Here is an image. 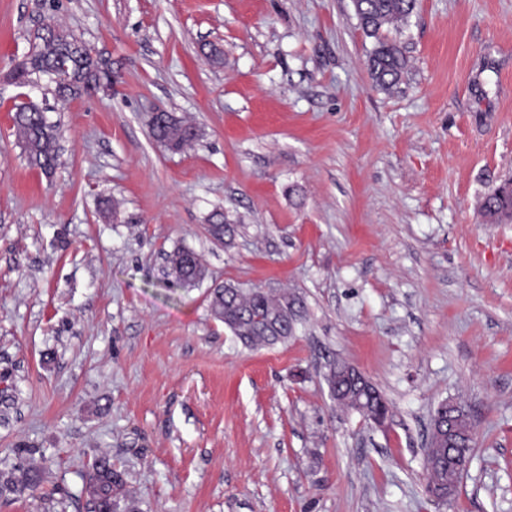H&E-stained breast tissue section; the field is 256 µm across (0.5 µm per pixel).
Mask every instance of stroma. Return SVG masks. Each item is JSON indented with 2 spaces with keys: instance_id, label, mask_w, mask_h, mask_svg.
Here are the masks:
<instances>
[{
  "instance_id": "35a3bbf8",
  "label": "stroma",
  "mask_w": 512,
  "mask_h": 512,
  "mask_svg": "<svg viewBox=\"0 0 512 512\" xmlns=\"http://www.w3.org/2000/svg\"><path fill=\"white\" fill-rule=\"evenodd\" d=\"M49 24L111 61V89L13 79ZM399 40L386 92L352 0H0V480L41 477L0 512H95L102 458L138 512H512V223L481 214L512 176V0H418ZM28 101L59 125L49 175L14 133ZM158 110L193 148L155 142ZM225 283L307 316L248 348L210 313ZM334 359L385 395L384 427L337 407ZM445 400L476 445L441 503ZM166 111L152 112L150 118L163 123L170 118ZM153 138L165 149L172 152L181 151L186 145L193 142L199 136L198 130L192 124L185 123L175 117L169 124H149ZM167 263L176 282L182 287H193L204 279L205 270L196 253L178 248L167 255ZM443 404L445 409L446 406L448 407V423H440L438 426L434 425L433 431L441 438L447 434L448 441H441L430 434L425 448L427 491L430 493L432 490H437L441 485L449 489L451 473L448 472V469L454 470L456 473L461 472L462 474L468 471L471 458L464 454L449 459L448 469L441 465V462L448 458V454L460 453L469 449L449 448V446L455 445L458 436L469 438L471 443L474 440L473 425L462 431L457 425V420L453 419L458 408L457 403L448 400Z\"/></svg>"
}]
</instances>
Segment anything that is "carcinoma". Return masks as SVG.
<instances>
[{"mask_svg": "<svg viewBox=\"0 0 512 512\" xmlns=\"http://www.w3.org/2000/svg\"><path fill=\"white\" fill-rule=\"evenodd\" d=\"M359 26L374 45L368 58L370 74L382 90L397 86L407 67V60L396 38L390 32L408 22L416 9V0H353ZM103 57L86 45H77L75 37L55 27L39 36V42L29 51L13 71L14 78L32 82L42 77L53 84L55 99L66 101L97 92L112 86V69L102 68ZM18 140L22 143L28 163L48 173L55 169L58 161V139L56 125L49 122L46 109L34 102L22 103L12 116ZM153 138L165 149L181 151L199 136L198 130L176 117L169 124H152ZM481 211L490 224L512 222V190L497 186L482 200ZM167 263L176 282L182 287H193L203 281L205 270L196 253L178 248L167 255ZM210 310L214 318L226 325L245 345L256 347L285 341L293 330L286 329L279 335L269 332L265 317L278 312L291 317L296 324L305 318L303 301L295 296L279 300L271 293L259 288L213 289ZM328 384L345 390L341 405L358 412H379L387 407L386 399L369 407L356 399V393L345 379H327ZM460 448L448 447L447 441L429 437L425 448L427 491L450 484V472L441 462ZM124 484L123 474L112 468L106 460L95 463L88 476V491L97 502L112 503V512H138L131 504L121 505L119 494ZM38 486L37 475H28L14 482L7 480L3 488L18 494L33 491Z\"/></svg>", "mask_w": 512, "mask_h": 512, "instance_id": "cac0c4a2", "label": "carcinoma"}]
</instances>
